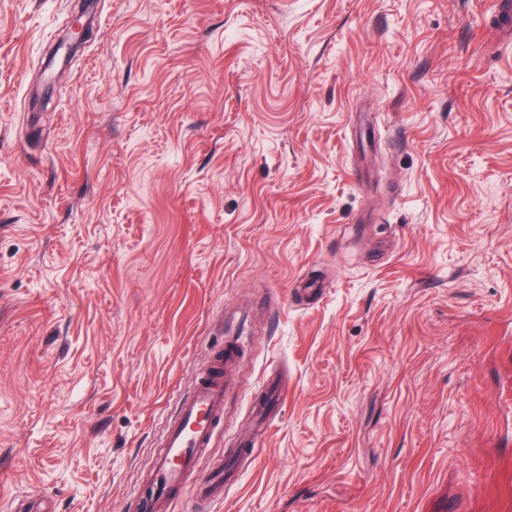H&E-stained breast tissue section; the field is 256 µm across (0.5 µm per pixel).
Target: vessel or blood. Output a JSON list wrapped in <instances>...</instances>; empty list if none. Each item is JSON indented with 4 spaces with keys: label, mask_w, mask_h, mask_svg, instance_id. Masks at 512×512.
Listing matches in <instances>:
<instances>
[{
    "label": "vessel or blood",
    "mask_w": 512,
    "mask_h": 512,
    "mask_svg": "<svg viewBox=\"0 0 512 512\" xmlns=\"http://www.w3.org/2000/svg\"><path fill=\"white\" fill-rule=\"evenodd\" d=\"M232 360L229 354L216 357L181 398L175 418L166 423L161 448L145 481L149 492L142 497L143 512H169L176 496L187 490L198 498L216 497L231 481L233 469L220 466L195 486L185 483L186 476L199 468L203 448L210 446L222 427L225 391L231 382L224 366Z\"/></svg>",
    "instance_id": "b4317fda"
}]
</instances>
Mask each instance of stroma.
I'll return each mask as SVG.
<instances>
[{
    "label": "stroma",
    "mask_w": 512,
    "mask_h": 512,
    "mask_svg": "<svg viewBox=\"0 0 512 512\" xmlns=\"http://www.w3.org/2000/svg\"><path fill=\"white\" fill-rule=\"evenodd\" d=\"M0 0V512H512V44L485 0ZM282 402L266 433L251 406ZM85 5L86 4H82L79 6V10L73 16L65 38L62 40V43L65 42V44L68 45L69 53H74L89 33V23L87 19H84L86 16ZM234 354L217 356L209 370L181 398L174 419L165 424L161 449L148 474L143 492V512H169L176 496L186 491L185 478L200 467L203 448H209L224 421V397L231 378L224 365ZM233 464H229L227 469H224V464L211 470L210 474L206 475L200 480L190 491L196 498L211 499L218 496L224 491V485L233 479L232 476L235 471L232 468Z\"/></svg>",
    "instance_id": "stroma-1"
}]
</instances>
